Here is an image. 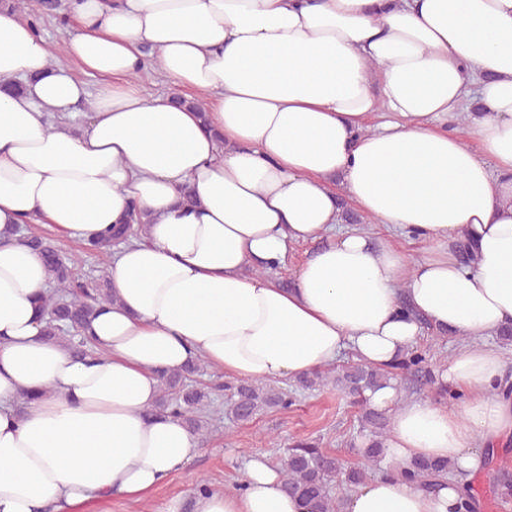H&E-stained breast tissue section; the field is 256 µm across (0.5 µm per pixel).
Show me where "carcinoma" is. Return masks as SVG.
Listing matches in <instances>:
<instances>
[{"label":"carcinoma","mask_w":512,"mask_h":512,"mask_svg":"<svg viewBox=\"0 0 512 512\" xmlns=\"http://www.w3.org/2000/svg\"><path fill=\"white\" fill-rule=\"evenodd\" d=\"M53 7L45 0H14L12 8L30 21L38 14L36 7ZM140 216L132 211L130 223L117 224L109 234L89 242L86 250L100 259L112 255L114 245L128 240L143 231ZM27 246L37 251L48 274L47 288L38 304L45 321L44 336L62 342L77 356L85 357L95 352L94 345L78 337L81 325L89 321L97 307L115 302L112 289L98 281L82 282L79 272L82 260L66 255L47 238L31 234L21 238ZM432 346L413 347L385 367L355 362L334 372L316 370L298 378L302 389H318L332 383L352 396L360 407L359 435L368 440L367 448L360 455L369 463L380 467L382 444L388 435L387 413L372 408L365 393L376 390L389 381L411 377L424 386L435 382L434 374L440 364L434 360ZM204 369L200 363L160 377V395L157 408L180 418L200 438H205L208 422L205 419L211 402V390L224 388L232 392L228 414L236 422H249L264 408H278L284 412L294 405L288 392L271 388L258 381L237 384H214L197 387L188 383L189 377ZM280 470L288 493L298 498L303 512H341L342 500L334 495L332 483L336 476H344L346 487L363 483L370 470L366 467L345 469L335 455L323 451L314 443L298 441L279 457ZM450 465L446 462L422 460L399 469L402 479L424 486H434L447 475Z\"/></svg>","instance_id":"1"}]
</instances>
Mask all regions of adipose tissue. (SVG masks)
<instances>
[{
	"mask_svg": "<svg viewBox=\"0 0 512 512\" xmlns=\"http://www.w3.org/2000/svg\"><path fill=\"white\" fill-rule=\"evenodd\" d=\"M68 13L55 64L0 10V80L26 85L0 91V512L144 501L184 469L200 441L156 413L160 373L202 360L285 380L348 355L382 367L428 325L465 340L435 379L461 399L369 392L391 416L383 470L343 512H449L485 449L512 444V368L494 342L512 323V0H69ZM153 68L171 95L146 93ZM473 100L474 148L457 128ZM344 200L444 254L411 262L338 231ZM133 203L146 231L112 256L91 365L45 339L47 272L10 230L84 242ZM301 243L283 287L273 272ZM26 392L39 398L22 409ZM422 459L454 467L438 492L396 475ZM190 508L300 512L262 455L240 488Z\"/></svg>",
	"mask_w": 512,
	"mask_h": 512,
	"instance_id": "obj_1",
	"label": "adipose tissue"
}]
</instances>
